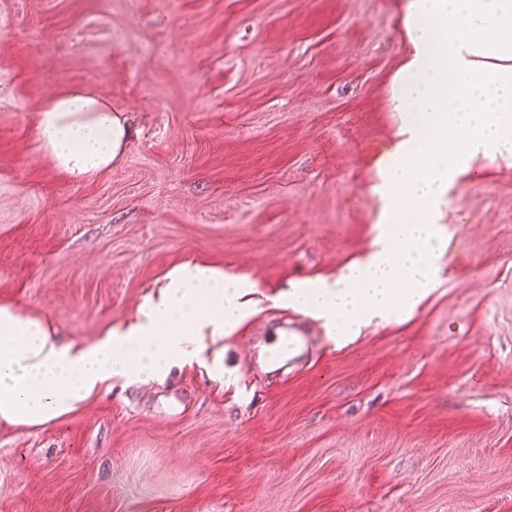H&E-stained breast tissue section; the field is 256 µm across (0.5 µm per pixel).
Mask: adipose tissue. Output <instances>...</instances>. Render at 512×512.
<instances>
[{
    "label": "adipose tissue",
    "instance_id": "adipose-tissue-1",
    "mask_svg": "<svg viewBox=\"0 0 512 512\" xmlns=\"http://www.w3.org/2000/svg\"><path fill=\"white\" fill-rule=\"evenodd\" d=\"M412 57L392 97L403 113L386 169V225L371 252L334 281L290 289L288 302L341 339L375 318L413 311L435 284L445 243L432 209L472 158L512 157V0H404ZM37 140L74 183L110 173L130 139L123 118L72 88L36 113ZM247 278L183 263L145 298L136 320L96 341H59L53 327L0 303V425L38 429L81 409L113 381L164 380L250 313Z\"/></svg>",
    "mask_w": 512,
    "mask_h": 512
}]
</instances>
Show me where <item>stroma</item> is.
<instances>
[{
    "mask_svg": "<svg viewBox=\"0 0 512 512\" xmlns=\"http://www.w3.org/2000/svg\"><path fill=\"white\" fill-rule=\"evenodd\" d=\"M408 58L403 0H0V302L90 343L176 265L256 287L201 362L0 426V512H512L511 160L439 205L456 245L412 313L339 343L281 299L382 231ZM74 85L134 131L78 185L33 129ZM281 321L314 341L284 379L241 341Z\"/></svg>",
    "mask_w": 512,
    "mask_h": 512,
    "instance_id": "1",
    "label": "stroma"
}]
</instances>
